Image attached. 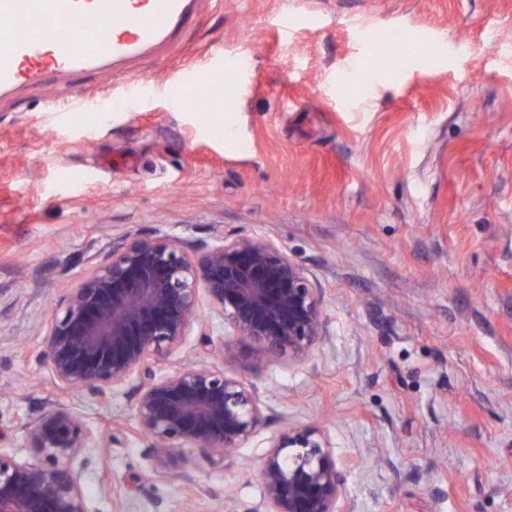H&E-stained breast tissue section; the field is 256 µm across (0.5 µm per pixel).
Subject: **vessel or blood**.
Returning <instances> with one entry per match:
<instances>
[{
	"label": "vessel or blood",
	"instance_id": "1",
	"mask_svg": "<svg viewBox=\"0 0 512 512\" xmlns=\"http://www.w3.org/2000/svg\"><path fill=\"white\" fill-rule=\"evenodd\" d=\"M195 0H0V98L44 76L111 73L174 40Z\"/></svg>",
	"mask_w": 512,
	"mask_h": 512
}]
</instances>
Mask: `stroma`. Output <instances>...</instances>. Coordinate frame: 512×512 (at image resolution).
Segmentation results:
<instances>
[{
    "instance_id": "35a3bbf8",
    "label": "stroma",
    "mask_w": 512,
    "mask_h": 512,
    "mask_svg": "<svg viewBox=\"0 0 512 512\" xmlns=\"http://www.w3.org/2000/svg\"><path fill=\"white\" fill-rule=\"evenodd\" d=\"M395 30L405 67L365 74ZM202 63L215 109L181 111ZM135 76L152 92L126 112ZM80 91L97 111H47ZM218 230L305 269L326 341L250 371L269 419L223 468L140 485L146 440L84 449L89 512H181L191 495L252 512L287 425L326 429L351 512H512V0H197L174 43L111 76L0 100V450L26 456L15 419L52 403L131 426L126 391L104 407L55 387L35 326L114 238Z\"/></svg>"
}]
</instances>
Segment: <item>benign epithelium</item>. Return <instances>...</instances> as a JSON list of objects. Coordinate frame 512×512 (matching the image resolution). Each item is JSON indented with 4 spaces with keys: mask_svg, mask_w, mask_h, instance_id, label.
I'll list each match as a JSON object with an SVG mask.
<instances>
[{
    "mask_svg": "<svg viewBox=\"0 0 512 512\" xmlns=\"http://www.w3.org/2000/svg\"><path fill=\"white\" fill-rule=\"evenodd\" d=\"M229 342L212 346L211 363L166 367L203 324L200 312ZM326 339L323 300L304 268L271 240L218 232L198 245L169 237L124 235L104 262L83 275L41 326L39 359L53 382L105 405L129 388L134 425L156 466L146 480L177 466L189 479L195 455L214 468L246 447L267 423L269 406L247 372L265 359H305ZM29 454L0 452V512H88L73 460L103 440L70 407L50 406L19 419ZM327 433L287 426L267 442L257 472L263 490L253 512H349L346 464L330 457Z\"/></svg>",
    "mask_w": 512,
    "mask_h": 512,
    "instance_id": "1",
    "label": "benign epithelium"
}]
</instances>
